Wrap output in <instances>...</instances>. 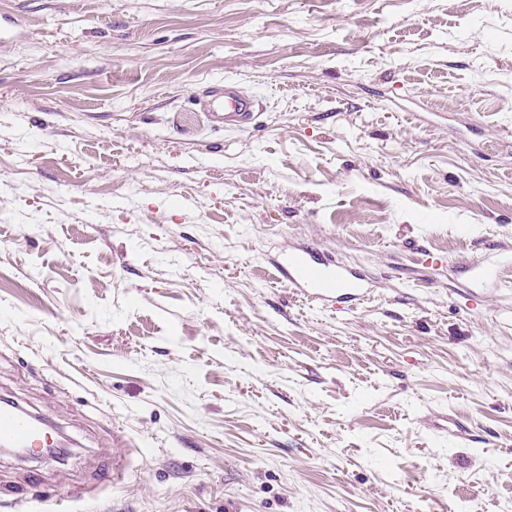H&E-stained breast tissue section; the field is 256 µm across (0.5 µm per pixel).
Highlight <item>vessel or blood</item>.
Masks as SVG:
<instances>
[{
    "label": "vessel or blood",
    "mask_w": 512,
    "mask_h": 512,
    "mask_svg": "<svg viewBox=\"0 0 512 512\" xmlns=\"http://www.w3.org/2000/svg\"><path fill=\"white\" fill-rule=\"evenodd\" d=\"M203 102L209 119L217 125H243L253 114L252 103L233 85L212 87ZM278 272L288 279L293 292L309 301L351 304L371 293L369 279L308 245L293 249L277 261ZM47 423L13 402H0V442L16 445L27 455H40L46 445Z\"/></svg>",
    "instance_id": "obj_1"
}]
</instances>
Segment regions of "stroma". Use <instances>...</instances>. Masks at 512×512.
I'll list each match as a JSON object with an SVG mask.
<instances>
[{"mask_svg": "<svg viewBox=\"0 0 512 512\" xmlns=\"http://www.w3.org/2000/svg\"><path fill=\"white\" fill-rule=\"evenodd\" d=\"M0 16V398L66 444L0 512H512V288L463 268L512 272V0ZM296 244L373 297L294 294ZM203 102L210 121L216 125H243L253 118L251 101L241 96L232 84L212 87Z\"/></svg>", "mask_w": 512, "mask_h": 512, "instance_id": "obj_1", "label": "stroma"}]
</instances>
